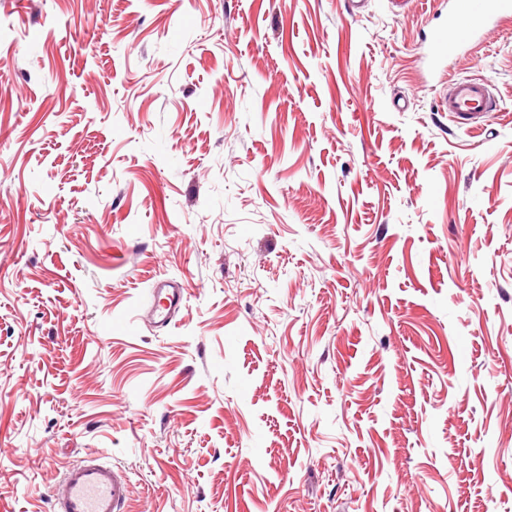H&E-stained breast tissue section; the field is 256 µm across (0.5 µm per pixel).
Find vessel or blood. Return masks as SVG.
Instances as JSON below:
<instances>
[{
    "instance_id": "vessel-or-blood-1",
    "label": "vessel or blood",
    "mask_w": 512,
    "mask_h": 512,
    "mask_svg": "<svg viewBox=\"0 0 512 512\" xmlns=\"http://www.w3.org/2000/svg\"><path fill=\"white\" fill-rule=\"evenodd\" d=\"M512 20V0H448V24L432 31L421 59L430 73L475 44L489 25ZM443 111L484 118L497 110L494 86L482 78L449 79L441 100ZM184 283L174 279L153 283L154 323L169 322L184 298ZM128 485L114 466L89 458L69 466L54 499V512H122Z\"/></svg>"
}]
</instances>
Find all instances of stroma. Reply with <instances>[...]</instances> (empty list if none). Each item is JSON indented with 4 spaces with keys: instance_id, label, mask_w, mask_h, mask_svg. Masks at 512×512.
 <instances>
[{
    "instance_id": "stroma-1",
    "label": "stroma",
    "mask_w": 512,
    "mask_h": 512,
    "mask_svg": "<svg viewBox=\"0 0 512 512\" xmlns=\"http://www.w3.org/2000/svg\"><path fill=\"white\" fill-rule=\"evenodd\" d=\"M447 14L0 0V512L88 455L124 512H512V23L430 79ZM495 87L482 78L448 79V92L441 100L444 112L460 113L476 118L493 115L497 110ZM168 287V288H165ZM184 283L175 279L156 280L153 283V305L150 309L155 324L169 322L184 298Z\"/></svg>"
}]
</instances>
